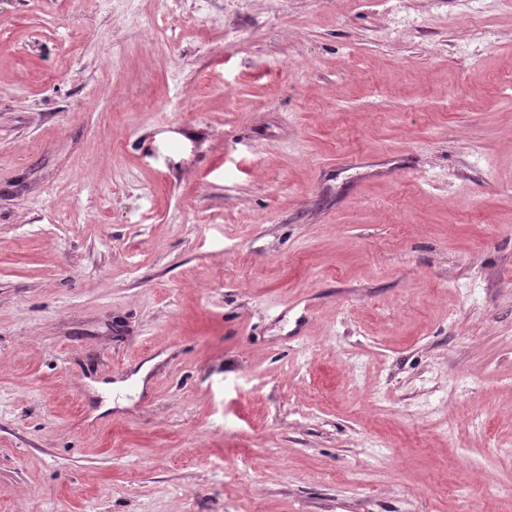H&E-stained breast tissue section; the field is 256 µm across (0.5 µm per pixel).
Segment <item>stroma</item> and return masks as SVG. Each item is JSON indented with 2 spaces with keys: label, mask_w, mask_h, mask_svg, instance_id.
I'll return each mask as SVG.
<instances>
[{
  "label": "stroma",
  "mask_w": 512,
  "mask_h": 512,
  "mask_svg": "<svg viewBox=\"0 0 512 512\" xmlns=\"http://www.w3.org/2000/svg\"><path fill=\"white\" fill-rule=\"evenodd\" d=\"M509 73L500 0H0V512H512Z\"/></svg>",
  "instance_id": "1"
}]
</instances>
